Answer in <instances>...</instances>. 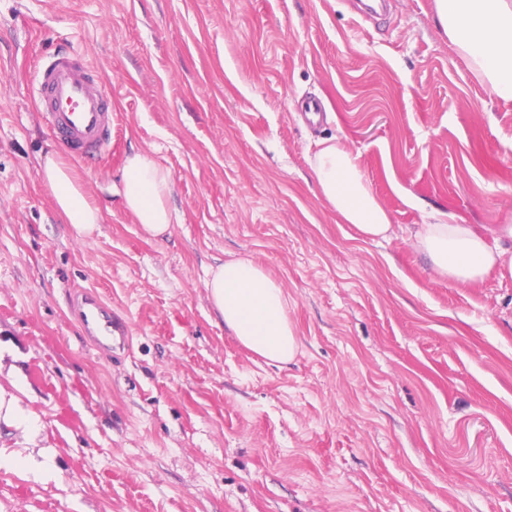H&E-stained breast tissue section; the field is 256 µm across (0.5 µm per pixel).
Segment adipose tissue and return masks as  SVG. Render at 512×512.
<instances>
[{"label":"adipose tissue","mask_w":512,"mask_h":512,"mask_svg":"<svg viewBox=\"0 0 512 512\" xmlns=\"http://www.w3.org/2000/svg\"><path fill=\"white\" fill-rule=\"evenodd\" d=\"M439 26L456 53L492 96L512 101V0H435ZM311 168L323 197L342 221L354 225L364 239L388 238L391 219L370 190L355 157L335 140L322 141ZM44 183L58 214L78 236L92 234L102 220L69 169L46 156ZM124 205L148 234L166 233L178 220L170 203V171L149 153L128 154L123 168ZM512 225L486 236L470 224H425L416 232L415 248L433 269L458 283H472L491 271L512 276ZM209 298L249 351L271 362L294 359L300 341L288 322V299L282 286L262 267L245 257L211 268L205 281Z\"/></svg>","instance_id":"ef3b65f1"}]
</instances>
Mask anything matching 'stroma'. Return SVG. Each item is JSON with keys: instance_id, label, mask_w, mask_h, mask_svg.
I'll use <instances>...</instances> for the list:
<instances>
[{"instance_id": "35a3bbf8", "label": "stroma", "mask_w": 512, "mask_h": 512, "mask_svg": "<svg viewBox=\"0 0 512 512\" xmlns=\"http://www.w3.org/2000/svg\"><path fill=\"white\" fill-rule=\"evenodd\" d=\"M63 43L112 95L93 165L32 100ZM328 139L357 156L388 239L317 194ZM134 147L172 175L161 236L122 203ZM50 153L102 211L91 237L59 218ZM440 213L512 224V102L434 0L368 22L349 0H0V393L34 422L1 413L0 448L51 474L0 467V512H512V279L437 274L412 242ZM230 257L284 288L293 361L225 327L205 280ZM78 288L127 321L124 351L85 342Z\"/></svg>"}]
</instances>
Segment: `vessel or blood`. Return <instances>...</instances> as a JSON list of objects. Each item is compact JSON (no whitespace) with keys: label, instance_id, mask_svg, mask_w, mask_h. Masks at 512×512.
I'll use <instances>...</instances> for the list:
<instances>
[{"label":"vessel or blood","instance_id":"1","mask_svg":"<svg viewBox=\"0 0 512 512\" xmlns=\"http://www.w3.org/2000/svg\"><path fill=\"white\" fill-rule=\"evenodd\" d=\"M33 88L52 137L68 154L89 161L105 150L112 133V96L101 72L59 51L38 65ZM72 308L83 336L104 355L128 345L126 322L94 291L77 293Z\"/></svg>","mask_w":512,"mask_h":512}]
</instances>
